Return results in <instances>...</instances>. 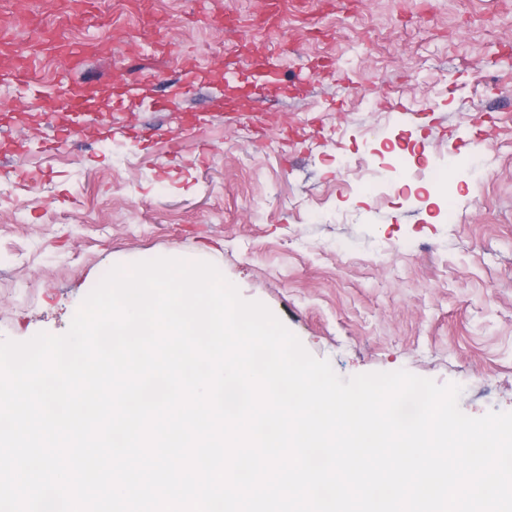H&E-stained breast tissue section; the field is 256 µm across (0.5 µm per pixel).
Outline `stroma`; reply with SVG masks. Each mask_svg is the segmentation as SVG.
<instances>
[{
    "mask_svg": "<svg viewBox=\"0 0 512 512\" xmlns=\"http://www.w3.org/2000/svg\"><path fill=\"white\" fill-rule=\"evenodd\" d=\"M263 10L94 0L66 148L73 71L19 31L20 86L0 52V340L64 334L114 266L206 261L341 378L405 370L459 385L468 416L512 412V0H282L274 37ZM261 58L281 87L262 98Z\"/></svg>",
    "mask_w": 512,
    "mask_h": 512,
    "instance_id": "obj_1",
    "label": "stroma"
}]
</instances>
